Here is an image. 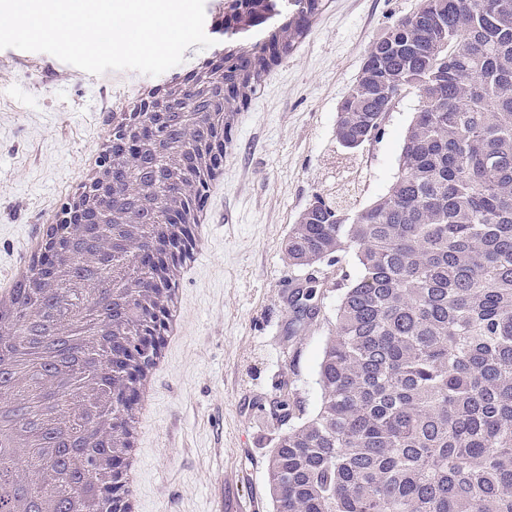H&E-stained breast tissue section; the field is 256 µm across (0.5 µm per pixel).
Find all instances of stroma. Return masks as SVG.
Here are the masks:
<instances>
[{"mask_svg":"<svg viewBox=\"0 0 512 512\" xmlns=\"http://www.w3.org/2000/svg\"><path fill=\"white\" fill-rule=\"evenodd\" d=\"M417 0H325L306 37L262 77L233 127L224 183L208 199L209 236L179 286L182 338L166 350L138 451L140 512H273L266 459L269 404L290 381L306 412L320 402L317 371L338 293L325 290L315 321L290 329L288 299L308 270L289 266L284 240L316 197L349 190L370 204L399 173L418 97L404 92L375 139L356 153L336 140L339 104L372 43ZM51 57L0 70V277L66 194H81L88 153L107 113L133 107L140 89L198 66L188 57L124 84L78 72L49 76Z\"/></svg>","mask_w":512,"mask_h":512,"instance_id":"obj_1","label":"stroma"}]
</instances>
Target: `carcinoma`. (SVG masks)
Returning <instances> with one entry per match:
<instances>
[{
  "instance_id": "carcinoma-1",
  "label": "carcinoma",
  "mask_w": 512,
  "mask_h": 512,
  "mask_svg": "<svg viewBox=\"0 0 512 512\" xmlns=\"http://www.w3.org/2000/svg\"><path fill=\"white\" fill-rule=\"evenodd\" d=\"M252 2L229 6L224 35ZM265 2L243 99L322 9ZM364 64L339 142L375 138L391 91L422 108L385 195L319 198L284 243L291 267L351 252L359 274L340 284L317 409L281 387L274 512H512V0H418ZM315 295H292L295 321L318 316Z\"/></svg>"
}]
</instances>
